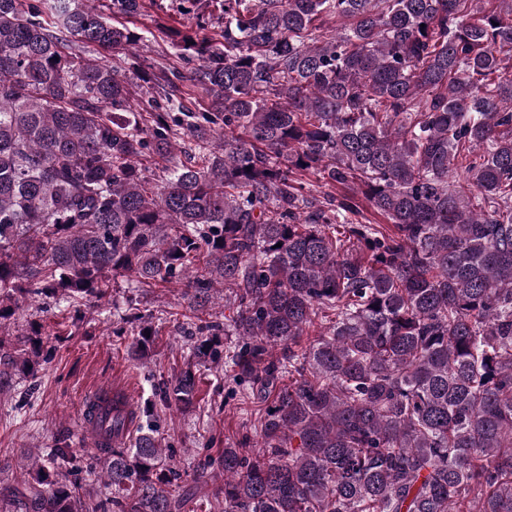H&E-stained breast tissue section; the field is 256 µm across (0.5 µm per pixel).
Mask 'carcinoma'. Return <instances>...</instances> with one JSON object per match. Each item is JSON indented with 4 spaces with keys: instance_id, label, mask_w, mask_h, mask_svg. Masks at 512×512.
I'll return each instance as SVG.
<instances>
[{
    "instance_id": "1",
    "label": "carcinoma",
    "mask_w": 512,
    "mask_h": 512,
    "mask_svg": "<svg viewBox=\"0 0 512 512\" xmlns=\"http://www.w3.org/2000/svg\"><path fill=\"white\" fill-rule=\"evenodd\" d=\"M143 6L0 0V332L38 299L75 326L117 275L131 307L177 285L159 401L224 367L263 446L190 473L147 411L86 465L60 438L0 512H195L200 483L208 512H512V0H179L195 25L157 33L190 74L141 70L134 112L86 50L135 48L111 17ZM129 320L148 355L153 314ZM44 335L0 336L1 396Z\"/></svg>"
}]
</instances>
